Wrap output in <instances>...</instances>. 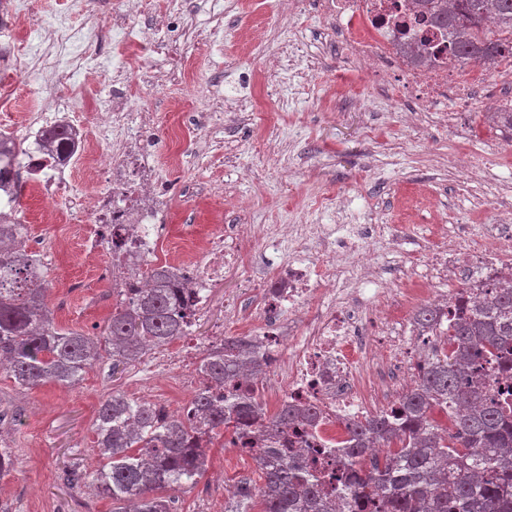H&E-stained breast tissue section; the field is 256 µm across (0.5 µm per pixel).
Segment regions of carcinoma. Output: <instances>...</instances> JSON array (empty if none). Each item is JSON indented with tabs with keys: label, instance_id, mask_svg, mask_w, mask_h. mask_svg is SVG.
<instances>
[{
	"label": "carcinoma",
	"instance_id": "1",
	"mask_svg": "<svg viewBox=\"0 0 512 512\" xmlns=\"http://www.w3.org/2000/svg\"><path fill=\"white\" fill-rule=\"evenodd\" d=\"M430 26L460 35L458 62L512 60V0H422ZM44 151L73 140L63 126L41 133ZM14 224H0V370L24 388L54 383L71 386L106 352L112 368L130 365L149 347L184 335L187 292L156 267L150 287L112 311L102 335L57 328L47 302L41 262L18 246ZM418 327L437 332L442 311L421 307ZM455 358H439L405 391L400 422L381 411L348 427L347 459L332 480L375 512H512V399L492 389V372L512 370V288H496L489 299L460 309L448 325ZM263 372L261 348L245 337H226L222 351L206 354L203 386L176 413L114 391L99 406L97 451L104 460L85 473L67 474L77 486L90 480L97 492L132 512H169L159 490H187L204 474L208 451L223 433L243 435L256 423L266 447L252 454L263 476L255 489H238L242 501L260 499L261 512H336L326 481L310 473L300 454L279 447L290 430L317 419L311 405H281L265 415L256 378ZM229 386L236 403L211 393ZM466 399L454 417L455 440L434 429L437 410ZM401 444L396 457L366 478L348 476L362 465L366 448Z\"/></svg>",
	"mask_w": 512,
	"mask_h": 512
}]
</instances>
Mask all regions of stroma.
<instances>
[{"mask_svg":"<svg viewBox=\"0 0 512 512\" xmlns=\"http://www.w3.org/2000/svg\"><path fill=\"white\" fill-rule=\"evenodd\" d=\"M114 0H69L75 22L98 15L104 22L95 46L78 42L76 54L92 58L93 71L79 70L73 82L84 95L102 98L111 91L115 69L131 77L126 88L140 109L156 113L155 160L177 198L173 224H263L276 228L306 220L329 224L333 218L320 200L338 196L352 201L360 222L379 224L383 236L375 258L386 277L402 282L425 275L427 266L414 251L392 252L389 244L401 237L408 243L436 233L439 226L464 224L479 231L487 214L477 202L485 195L481 180H465L438 163L439 155L466 153L480 157L499 153L493 176L512 201V134L490 128L482 103H474L466 129L448 135L435 127L406 129L403 98L372 77L353 71L354 86L327 118L322 108L336 71L346 68L342 47L335 42L336 23H315L316 4L307 0L304 12L288 15L282 0H235L224 4L223 24L230 36L216 50L207 36L210 0H189L195 19L183 32L159 27L166 0H150L147 8H132L130 23L150 28L158 49L152 54L112 50L117 33L109 26ZM190 61L189 76L179 66ZM262 71L266 97L254 103L247 85ZM237 96L239 126H214L204 152H197L190 125L178 123L173 112L208 111L211 85ZM183 155L181 167L169 165L171 151ZM213 187L210 202L194 197L196 188ZM18 209L28 222L30 237L44 245L72 238L64 254L44 256L48 303L58 326L101 335L117 298L112 283L98 280L99 262H111V251L99 262L83 256V240L66 224H44L40 206L30 193H21ZM82 281L86 293L62 292L64 284ZM253 288L245 279L225 282L215 294L208 314L195 327L198 341L207 340L224 321V301L249 305ZM129 397L150 393L154 403L175 409L194 394L155 373L147 364L113 370L100 358L75 386L42 384L27 389L0 373V446L10 449L14 467L0 477V512H112V502L96 493L74 488L64 478L72 464H87L96 446L94 421L101 401L113 390ZM262 483L254 459L216 441L209 451L206 473L186 491L169 492L171 512H225L235 504L224 496L225 486Z\"/></svg>","mask_w":512,"mask_h":512,"instance_id":"obj_1","label":"stroma"}]
</instances>
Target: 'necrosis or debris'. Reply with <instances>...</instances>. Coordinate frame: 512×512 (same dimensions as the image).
Masks as SVG:
<instances>
[{
  "label": "necrosis or debris",
  "instance_id": "1",
  "mask_svg": "<svg viewBox=\"0 0 512 512\" xmlns=\"http://www.w3.org/2000/svg\"><path fill=\"white\" fill-rule=\"evenodd\" d=\"M320 2L324 14L335 17L357 68L371 72L380 83L401 86L411 103L409 126L428 120L458 132L475 90L492 92L501 77L499 71L477 63L458 70L444 48L429 52L423 67L401 58L397 43L418 28L417 0ZM99 29L94 20L73 28L63 11L46 29L38 54H30L25 42L13 38L9 55L0 57L1 65L22 61L48 77L39 108L18 113L17 128L35 135L64 124L75 136L74 148L50 156L29 142L31 192L46 204L50 220L56 217L57 201L71 198L61 219L82 230L86 255H97L105 235H123L124 250L103 272L118 294L144 287L150 269L165 268L191 292L190 320L195 323L227 278L250 276L258 288L261 314L247 333L261 345L269 384L285 387V401L311 403L320 412L319 419L289 437L287 445L303 453L312 473L326 476L343 452L347 424L368 413L364 389L376 383L378 371H398L409 388L432 358L448 351L446 337L407 330L402 320L405 306L418 302L454 310L485 297L487 285L512 268V205L493 206L491 220L474 244H420V253L433 269L452 279L463 277L462 288L446 291L426 279L406 291L389 287L372 259L378 238L372 226L356 224L337 237L326 224H283L273 233L250 224L241 229L236 245L228 247L223 225L215 224L203 235L183 230L181 248H163L175 200L154 162V115L112 95L88 107L73 86L72 71L60 64L72 42H95ZM78 168L95 183V191L73 195L71 176ZM284 239L292 242L295 252L288 264L260 273L247 271L249 249L274 251ZM223 343L220 328L203 347L186 335L178 348L153 352L151 359L165 370L187 367L183 383L189 387L201 378L207 349Z\"/></svg>",
  "mask_w": 512,
  "mask_h": 512
}]
</instances>
